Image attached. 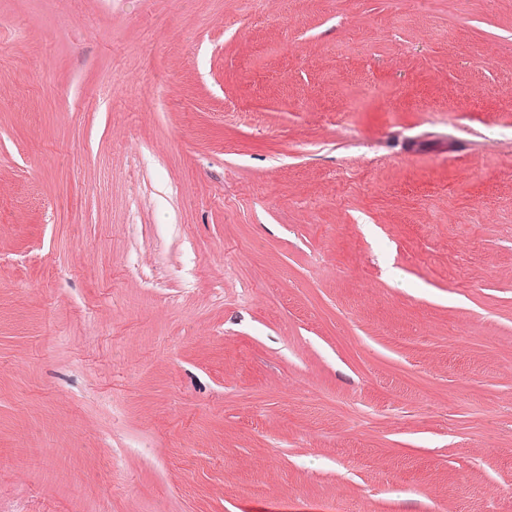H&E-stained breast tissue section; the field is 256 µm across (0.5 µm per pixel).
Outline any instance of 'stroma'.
I'll use <instances>...</instances> for the list:
<instances>
[{"mask_svg": "<svg viewBox=\"0 0 512 512\" xmlns=\"http://www.w3.org/2000/svg\"><path fill=\"white\" fill-rule=\"evenodd\" d=\"M0 512H512V0H0Z\"/></svg>", "mask_w": 512, "mask_h": 512, "instance_id": "1", "label": "stroma"}]
</instances>
